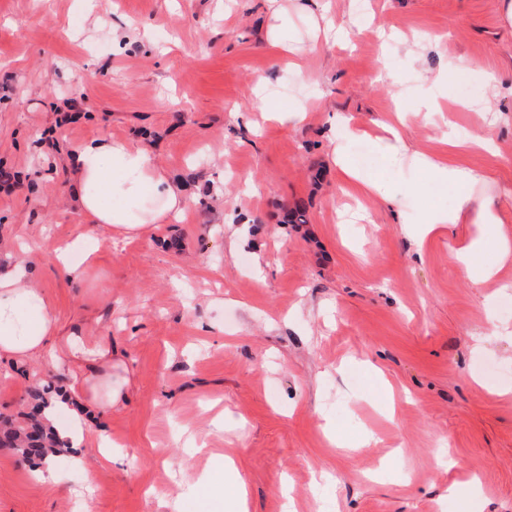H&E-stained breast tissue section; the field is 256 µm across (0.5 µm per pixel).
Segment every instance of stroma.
Segmentation results:
<instances>
[{"instance_id":"35a3bbf8","label":"stroma","mask_w":512,"mask_h":512,"mask_svg":"<svg viewBox=\"0 0 512 512\" xmlns=\"http://www.w3.org/2000/svg\"><path fill=\"white\" fill-rule=\"evenodd\" d=\"M366 2L0 0V168L18 176L0 188V266L24 257L61 323L111 346L126 395L93 412L86 470L58 454V483L0 447V512H157L175 486L183 512H228V455L249 512H285L290 495L297 512H512V312L498 288L512 262L493 281L465 275L466 217L419 242L407 232L455 203L410 160L442 154L498 201L473 268L512 239V96L487 81L512 72V27L502 0ZM460 58L472 67L452 74L441 112L419 115ZM261 97L302 120L263 118ZM398 100L396 153L378 123ZM340 115L363 137L345 139ZM102 136L149 151L184 190L181 220L127 240L86 231L65 161ZM336 148L381 191L344 181ZM299 201L307 223H283ZM360 205L369 220L339 222ZM77 239L100 262L76 288L53 250ZM40 380L75 383L47 360H0V413L25 410ZM472 470L480 494H449Z\"/></svg>"}]
</instances>
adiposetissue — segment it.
<instances>
[{
	"label": "adipose tissue",
	"instance_id": "1",
	"mask_svg": "<svg viewBox=\"0 0 512 512\" xmlns=\"http://www.w3.org/2000/svg\"><path fill=\"white\" fill-rule=\"evenodd\" d=\"M76 174L73 200L86 224L125 238L148 233L153 224L178 218L185 208V195L153 165L146 149L131 148L121 141L95 138L84 143L68 159ZM476 224H495L499 214L495 199L471 192L462 194L453 209L431 210L417 230L425 236L440 226L457 224L461 217ZM31 270L22 260L0 268V358L26 362L44 357L60 359L84 369L86 383L82 401L71 410L59 436L70 447L75 467L85 465L80 447L84 441V411L111 409L121 391L98 393L95 382L109 375L112 350L87 347L75 329L65 327L47 305L41 290L30 286Z\"/></svg>",
	"mask_w": 512,
	"mask_h": 512
}]
</instances>
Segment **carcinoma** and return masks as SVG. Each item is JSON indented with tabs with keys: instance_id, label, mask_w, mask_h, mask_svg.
I'll list each match as a JSON object with an SVG mask.
<instances>
[{
	"instance_id": "1",
	"label": "carcinoma",
	"mask_w": 512,
	"mask_h": 512,
	"mask_svg": "<svg viewBox=\"0 0 512 512\" xmlns=\"http://www.w3.org/2000/svg\"><path fill=\"white\" fill-rule=\"evenodd\" d=\"M54 394L53 384L43 381L31 391L33 403L28 411L17 418L0 416V444L14 449L28 462L61 451L65 444L58 441L43 415V409L51 403Z\"/></svg>"
}]
</instances>
